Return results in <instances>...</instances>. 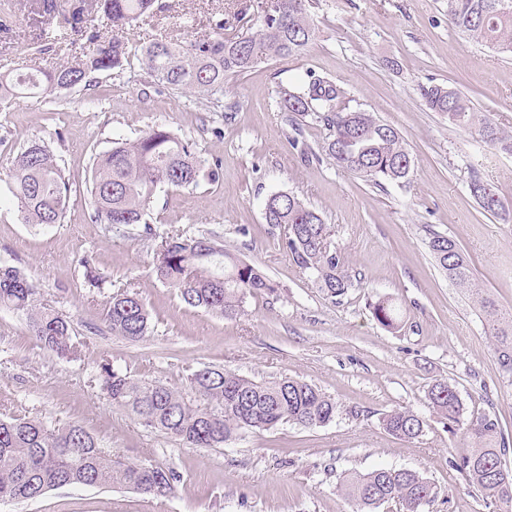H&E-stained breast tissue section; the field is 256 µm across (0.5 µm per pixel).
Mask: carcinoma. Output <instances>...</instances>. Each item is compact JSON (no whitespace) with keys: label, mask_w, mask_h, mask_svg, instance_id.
<instances>
[{"label":"carcinoma","mask_w":512,"mask_h":512,"mask_svg":"<svg viewBox=\"0 0 512 512\" xmlns=\"http://www.w3.org/2000/svg\"><path fill=\"white\" fill-rule=\"evenodd\" d=\"M501 0H448V22L470 39L503 53H512L511 6ZM314 0H265L259 28L254 32L225 33L224 17L213 14L207 23L212 34L185 41L157 39L140 50L143 69L153 82L208 103L224 96L228 78L273 58L303 54L315 39L310 8ZM155 0H96L94 11L110 29L124 30L146 21ZM88 9L72 12L71 32L94 45L90 53L73 55L51 69L34 73L0 74V102L16 98L39 100L62 90L91 86V75L123 67L127 44L100 34L91 25ZM427 108L482 142L512 152V134L469 98L444 85H423ZM287 112L309 116L328 131L326 153L336 166L380 185L409 181L411 159L398 131L374 113L345 105L346 91L325 77L279 89ZM10 191L23 223L53 225L64 222L71 197L70 178L50 145L31 140L16 154L9 169ZM192 145L176 133L151 128L134 140L117 139L94 157L88 193L97 221L109 227L146 223L145 216L157 188H193L201 175L215 177ZM481 208L496 216H511L501 197L474 170L468 183ZM265 220L282 229V247L293 262L328 297L345 296L351 275L340 253L331 249L327 224L315 208L298 195L278 192L267 198ZM428 247L439 267L457 287L471 292L491 327L493 349L502 375L512 378V315L503 313L484 289L477 287L468 256L457 242L438 233ZM156 278L175 289L190 307L234 319L244 300L272 292L275 285L256 266L237 259L203 234H156L152 249ZM26 316L37 345L63 359L80 355L68 320L41 302L38 288L15 266L0 265V308ZM374 319L393 329L401 321L400 306L378 296L369 304ZM103 322L114 336L138 341L150 332L151 317L138 294L121 289L112 294ZM107 397L125 408L143 426L161 431L189 448H222L247 430H269L291 423L322 426L336 417L337 405L317 387L285 377L255 382L222 368L204 367L187 377L188 389L132 378L104 363L100 367ZM428 405L445 421L448 433L463 432L470 453L455 463L466 484L479 492L486 505L512 508V468L504 463L512 443L498 419L483 414L467 417L456 386L446 379L432 383ZM391 435L405 440L419 437L425 420L411 409L392 410L383 417ZM174 475L158 465L112 457L91 433L79 425L49 427L22 414L0 418V502L32 501L47 491L72 485L119 486L151 499L168 496ZM338 491L353 512H419L421 502L432 503L440 490L428 478L405 468H380L367 473L348 471L339 477Z\"/></svg>","instance_id":"cac0c4a2"}]
</instances>
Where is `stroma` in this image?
I'll use <instances>...</instances> for the list:
<instances>
[{"mask_svg":"<svg viewBox=\"0 0 512 512\" xmlns=\"http://www.w3.org/2000/svg\"><path fill=\"white\" fill-rule=\"evenodd\" d=\"M257 2L156 0L151 21L119 34L130 49L122 72L96 73L85 90L0 105V265L33 279L43 302L70 320L81 351L58 359L34 342L24 316L0 309V414L83 426L113 457L147 459L176 475L172 493L159 500L67 486L2 503L0 512H350L336 489L339 474L381 467L412 469L433 482L440 495L429 512H489L455 467L470 441L448 433L425 394L448 380L468 414L496 417L512 435V381L499 369L474 299L448 280L427 242L435 232L456 240L479 286L512 311V222L485 212L468 190L476 170L512 204V153L450 125L427 108L419 88L447 85L512 131V55L456 31L448 0H316V37L304 54L265 61L225 84L235 111H209L143 72L142 46L203 35L209 9H223L230 31L257 29ZM45 20L42 0H0V73L48 69L69 54L68 45L44 38ZM311 72L342 85L350 108L398 129L411 158L406 187H378L337 167L323 149V124L282 109L280 86ZM157 126L220 163V178L159 188L146 225L108 231L86 192L92 159L113 139ZM34 138L53 147L72 183L60 224L22 223L9 191L10 160ZM282 191L322 214L352 278L345 297L316 288L283 250L281 229L267 224L264 203ZM147 225L217 239L264 271L274 292L247 298L233 320L187 306L151 271ZM87 258L101 287L85 280ZM126 287L139 293L154 324L138 341L112 335L102 321L111 294ZM376 294L400 304L398 329L373 318ZM103 362L175 388L206 366L258 382L292 377L334 398L337 413L320 427L287 423L242 432L221 448H185L107 399ZM399 408L423 417L421 436L401 440L385 430L384 415Z\"/></svg>","mask_w":512,"mask_h":512,"instance_id":"1","label":"stroma"}]
</instances>
